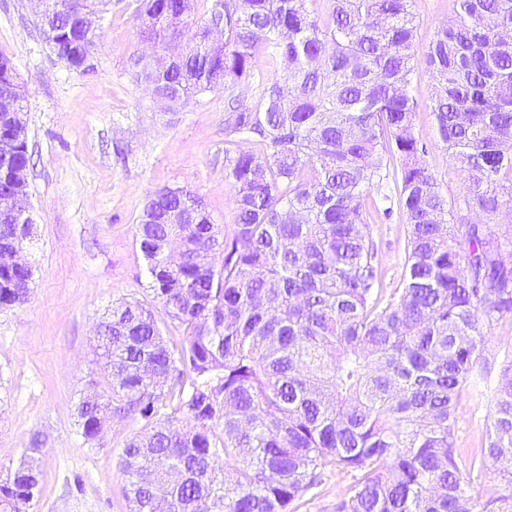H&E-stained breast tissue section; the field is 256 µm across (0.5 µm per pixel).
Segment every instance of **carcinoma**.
Instances as JSON below:
<instances>
[{
	"label": "carcinoma",
	"instance_id": "cac0c4a2",
	"mask_svg": "<svg viewBox=\"0 0 512 512\" xmlns=\"http://www.w3.org/2000/svg\"><path fill=\"white\" fill-rule=\"evenodd\" d=\"M65 0H44L51 51L80 71ZM145 0L132 78L168 109L229 90L224 180L234 222L219 237L184 187L148 196L136 238L158 317L138 299L100 322L107 394L79 398L84 442L113 418L144 427L123 449L135 512H294L335 466L353 479L332 512H512V489L479 504L471 470L512 477V363L497 381L480 456L464 464L455 413L489 373V331L512 317V0H456L424 55L413 0ZM260 55L274 75L256 69ZM434 84L435 129L467 173L448 200L421 161L413 75ZM0 51V194L27 193V105ZM253 84L256 99L234 88ZM256 149L247 150L245 145ZM404 272L385 287L370 224L392 205ZM473 213L468 220L462 212ZM21 249L30 236L0 224ZM29 267L0 266V306L23 303ZM233 461L230 469L218 465ZM38 459L0 480V512H29Z\"/></svg>",
	"mask_w": 512,
	"mask_h": 512
}]
</instances>
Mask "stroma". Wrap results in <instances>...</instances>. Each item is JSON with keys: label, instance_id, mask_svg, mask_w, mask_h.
Instances as JSON below:
<instances>
[{"label": "stroma", "instance_id": "1", "mask_svg": "<svg viewBox=\"0 0 512 512\" xmlns=\"http://www.w3.org/2000/svg\"><path fill=\"white\" fill-rule=\"evenodd\" d=\"M454 0H415L419 51L453 14ZM140 0H109L101 14L96 69L68 71L51 52L30 0H0V51L26 84L28 144L33 168L28 199L34 224L29 260L35 280L28 299L0 307V477L37 448L42 493L30 512H130L119 461L143 422L113 421L99 450H89L77 425L80 394L106 391L96 351L104 310L123 298L148 296L136 226L148 195L184 186L202 198L215 224L233 222L232 190L224 180V91L167 112L132 81L139 49ZM416 128L427 146L424 164L449 197L464 194V176L437 136L425 68L413 75ZM400 212L376 221L372 236L387 283L405 260ZM495 379L478 382L455 415L463 459L479 454ZM352 483L329 470L296 512H330Z\"/></svg>", "mask_w": 512, "mask_h": 512}]
</instances>
